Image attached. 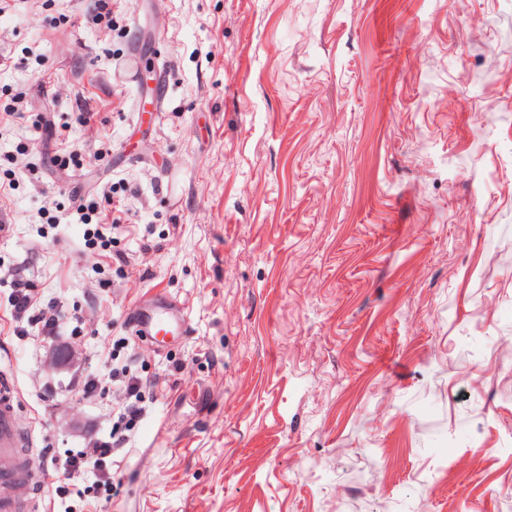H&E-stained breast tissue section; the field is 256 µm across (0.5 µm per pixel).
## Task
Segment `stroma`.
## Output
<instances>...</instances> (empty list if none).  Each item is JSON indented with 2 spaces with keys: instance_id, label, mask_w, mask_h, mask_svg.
Returning a JSON list of instances; mask_svg holds the SVG:
<instances>
[{
  "instance_id": "35a3bbf8",
  "label": "stroma",
  "mask_w": 512,
  "mask_h": 512,
  "mask_svg": "<svg viewBox=\"0 0 512 512\" xmlns=\"http://www.w3.org/2000/svg\"><path fill=\"white\" fill-rule=\"evenodd\" d=\"M96 12L0 14V377L42 465L109 433L113 364L145 411L111 493L37 474L30 512H512V0ZM18 270L68 365L14 335ZM161 305L188 335L138 339Z\"/></svg>"
}]
</instances>
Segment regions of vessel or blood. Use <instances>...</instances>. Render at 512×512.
I'll return each mask as SVG.
<instances>
[{
  "label": "vessel or blood",
  "instance_id": "vessel-or-blood-1",
  "mask_svg": "<svg viewBox=\"0 0 512 512\" xmlns=\"http://www.w3.org/2000/svg\"><path fill=\"white\" fill-rule=\"evenodd\" d=\"M130 320L135 334L154 340L161 336L180 335L188 330L185 317L171 315L165 307L151 313H133ZM14 400L13 387L0 382V474L11 482L10 492L0 493V512H19L29 494L28 486L17 478L18 473L27 468L28 461L13 451L16 438Z\"/></svg>",
  "mask_w": 512,
  "mask_h": 512
}]
</instances>
